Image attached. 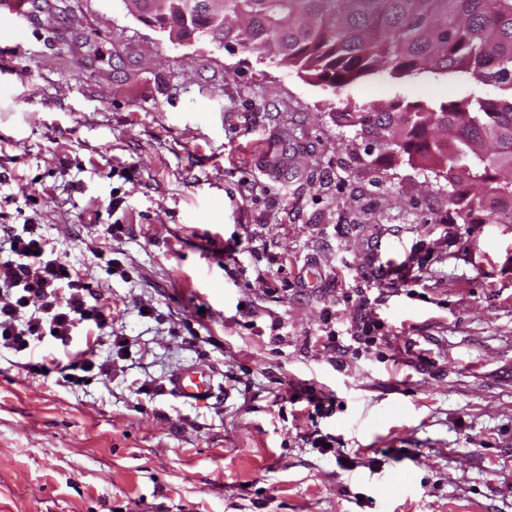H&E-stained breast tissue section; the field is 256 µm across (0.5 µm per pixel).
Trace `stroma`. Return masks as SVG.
I'll use <instances>...</instances> for the list:
<instances>
[{"label": "stroma", "instance_id": "stroma-1", "mask_svg": "<svg viewBox=\"0 0 512 512\" xmlns=\"http://www.w3.org/2000/svg\"><path fill=\"white\" fill-rule=\"evenodd\" d=\"M23 9L0 20V225H40L93 285L113 260L127 343L72 388L0 354V512H512V217L449 223L428 165L336 119L495 88L335 89L124 0ZM367 308L378 353L327 345ZM191 363L210 404L163 387Z\"/></svg>", "mask_w": 512, "mask_h": 512}]
</instances>
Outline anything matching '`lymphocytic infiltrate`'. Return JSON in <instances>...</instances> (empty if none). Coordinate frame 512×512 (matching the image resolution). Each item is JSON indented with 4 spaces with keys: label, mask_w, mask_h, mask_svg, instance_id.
<instances>
[{
    "label": "lymphocytic infiltrate",
    "mask_w": 512,
    "mask_h": 512,
    "mask_svg": "<svg viewBox=\"0 0 512 512\" xmlns=\"http://www.w3.org/2000/svg\"><path fill=\"white\" fill-rule=\"evenodd\" d=\"M112 324V309L57 252L49 250L39 225H0V351H34L54 337L68 358L72 385L84 384L87 366L112 371L96 361L81 339Z\"/></svg>",
    "instance_id": "lymphocytic-infiltrate-1"
}]
</instances>
